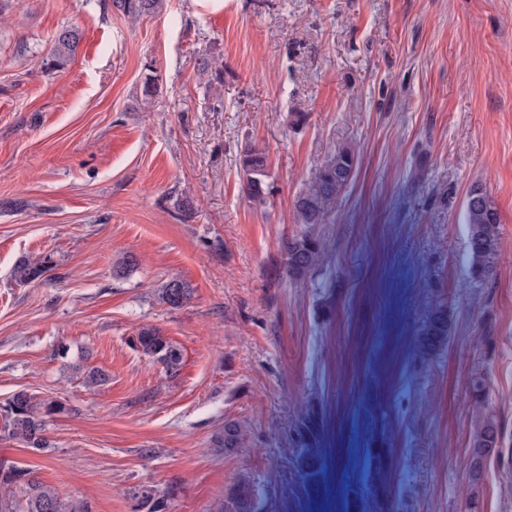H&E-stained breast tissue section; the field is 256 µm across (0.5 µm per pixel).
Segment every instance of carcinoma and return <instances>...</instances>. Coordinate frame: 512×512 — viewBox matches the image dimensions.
Returning a JSON list of instances; mask_svg holds the SVG:
<instances>
[{"label":"carcinoma","instance_id":"1","mask_svg":"<svg viewBox=\"0 0 512 512\" xmlns=\"http://www.w3.org/2000/svg\"><path fill=\"white\" fill-rule=\"evenodd\" d=\"M114 7L123 15L138 20L161 7L160 0H113ZM79 33L63 29L56 35L53 55L55 61L66 62L76 50ZM239 169L242 174L248 200L265 202L268 183V155L265 148L247 144L239 153ZM356 170V156L349 147L339 149L314 174L305 188L295 196L293 209L295 223L300 231L288 238L284 248L283 268L288 278L295 282L305 281L325 265L328 251L324 236L318 230L328 223L331 205L348 187ZM465 224L468 226L469 258L471 274L478 282L493 277L499 252L500 214L496 203L480 186L472 187L465 200ZM49 271L48 261L37 264L23 262L13 271L14 278L29 283ZM190 286L183 280L172 278L162 290L166 304L181 306L190 296ZM452 312L443 303L437 302L428 310L421 332L416 338L419 350L432 354L448 345L453 333ZM134 347L143 355L162 366L165 373L177 374L182 366L181 350L170 342L161 331L152 326L140 328L133 339ZM471 390L477 397L473 415L474 428L470 442V460L479 463L477 471L470 473L471 483L476 485L484 475L487 461L499 455L506 442L495 414L481 400L488 391L487 377L476 372L471 377ZM65 407L55 401L39 402L26 390L14 393L6 405L0 407V431L17 439L29 448L43 450L49 447L45 434L47 418L61 413ZM301 428L309 441L316 440L319 417L308 412ZM248 436L247 427L235 421L224 424V435L220 447L231 453L243 446ZM302 469L309 479H314L322 470L320 449L305 447L299 450ZM0 484L9 487L20 485L26 489L28 512H88L84 504L64 503L50 488L44 486L30 469L12 468L0 474ZM232 512H256V489L245 475L238 478L232 489Z\"/></svg>","mask_w":512,"mask_h":512}]
</instances>
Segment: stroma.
Here are the masks:
<instances>
[{
  "label": "stroma",
  "instance_id": "obj_1",
  "mask_svg": "<svg viewBox=\"0 0 512 512\" xmlns=\"http://www.w3.org/2000/svg\"><path fill=\"white\" fill-rule=\"evenodd\" d=\"M67 27L81 40L56 66ZM249 141L269 156L262 205L239 177ZM344 146L358 168L324 227L331 260L289 282L293 198ZM475 185L501 218L482 283ZM42 258L50 272L14 279ZM173 277L192 287L175 309ZM437 301L454 333L425 357ZM143 326L182 349L177 375L133 349ZM92 368L109 380L90 390ZM478 370L512 442V0H163L137 21L112 0H0V406H66L46 450L0 435V468L90 512H139L144 491L226 512L243 473L257 512H512V456L469 480ZM312 409L314 486L297 463ZM231 419L249 431L228 457ZM471 274L478 282L493 277L499 252L500 214L496 203L480 186L472 187L465 200ZM180 284V288H175L174 284ZM190 286L183 280L172 278L162 290V298L166 304L175 308L181 306L190 296Z\"/></svg>",
  "mask_w": 512,
  "mask_h": 512
}]
</instances>
